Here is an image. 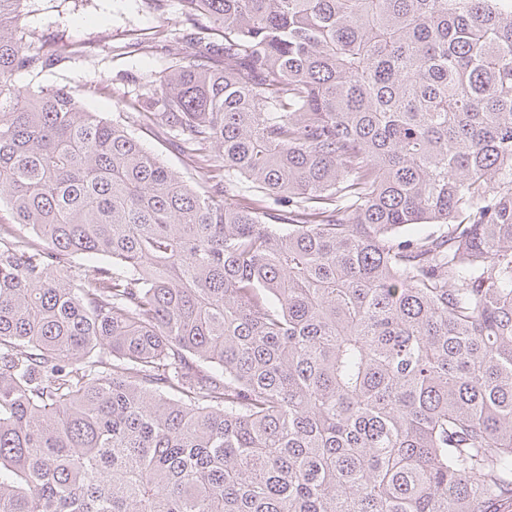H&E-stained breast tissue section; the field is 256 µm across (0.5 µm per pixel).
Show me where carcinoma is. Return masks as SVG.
Listing matches in <instances>:
<instances>
[{
  "label": "carcinoma",
  "mask_w": 512,
  "mask_h": 512,
  "mask_svg": "<svg viewBox=\"0 0 512 512\" xmlns=\"http://www.w3.org/2000/svg\"><path fill=\"white\" fill-rule=\"evenodd\" d=\"M23 2L0 512H512V0H180L137 121L202 190L16 86Z\"/></svg>",
  "instance_id": "obj_1"
}]
</instances>
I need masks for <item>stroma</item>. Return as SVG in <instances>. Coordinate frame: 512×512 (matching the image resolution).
I'll return each instance as SVG.
<instances>
[{
  "label": "stroma",
  "instance_id": "stroma-1",
  "mask_svg": "<svg viewBox=\"0 0 512 512\" xmlns=\"http://www.w3.org/2000/svg\"><path fill=\"white\" fill-rule=\"evenodd\" d=\"M22 25L43 43L77 42L75 54L40 72L20 74L19 87L66 88L84 106L124 126L143 146L189 183L205 185V170L192 164L161 130L140 128L135 104L146 77L163 75L179 50L182 18L178 0H28Z\"/></svg>",
  "mask_w": 512,
  "mask_h": 512
}]
</instances>
